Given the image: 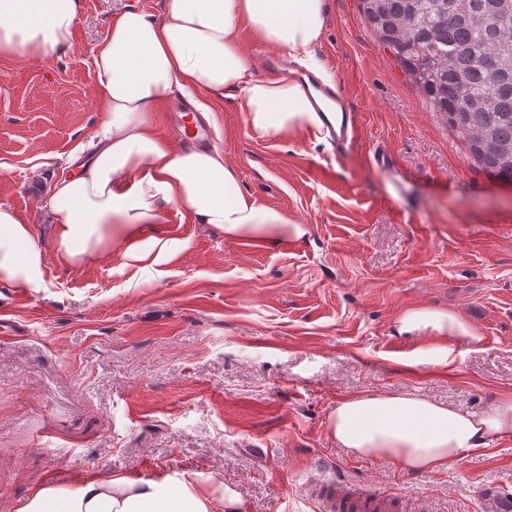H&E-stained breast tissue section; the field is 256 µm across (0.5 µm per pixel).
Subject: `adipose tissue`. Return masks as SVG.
Wrapping results in <instances>:
<instances>
[{
	"mask_svg": "<svg viewBox=\"0 0 512 512\" xmlns=\"http://www.w3.org/2000/svg\"><path fill=\"white\" fill-rule=\"evenodd\" d=\"M82 0H0V47L23 58H49L73 40ZM324 0H166L162 17L143 9L113 17L95 52L105 118L99 147L74 173L52 179L48 211L56 258L77 265L104 248L134 261L164 255L153 236L169 209L188 213L225 237L301 234L277 210L245 195L237 170L215 147L160 138L154 114L174 91L220 97L235 92L251 135L278 142L306 131L320 136L326 105L295 75L250 79L251 59L239 43L255 39L288 55L318 43ZM46 254L27 224L0 205V284L33 290L43 283ZM456 338L468 330L452 315L414 311L397 332ZM328 431L357 457L387 458L408 473L438 471L460 461L490 434L512 433V403L477 417L404 395L341 400ZM19 512H244L237 493L213 476L183 471L151 476L93 473L61 486L40 485Z\"/></svg>",
	"mask_w": 512,
	"mask_h": 512,
	"instance_id": "obj_1",
	"label": "adipose tissue"
}]
</instances>
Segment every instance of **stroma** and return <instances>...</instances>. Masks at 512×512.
<instances>
[{
  "label": "stroma",
  "instance_id": "obj_1",
  "mask_svg": "<svg viewBox=\"0 0 512 512\" xmlns=\"http://www.w3.org/2000/svg\"><path fill=\"white\" fill-rule=\"evenodd\" d=\"M127 9L159 16L164 0H83L72 47L50 58L0 47V204L47 256L40 288L0 285V512L48 481L163 470L222 480L248 512H320L304 492L320 476L392 495L395 512H496L512 496V434L409 475L353 457L327 422L354 396L479 416L512 401V184L467 156L358 0H324L320 41L291 66L340 86L358 124L348 149L304 132L256 140L236 97L193 95L242 191L302 235L231 239L172 209L152 230L165 260L115 250L63 265L49 178L97 148L93 57ZM416 310L456 316L475 342L397 337Z\"/></svg>",
  "mask_w": 512,
  "mask_h": 512
}]
</instances>
